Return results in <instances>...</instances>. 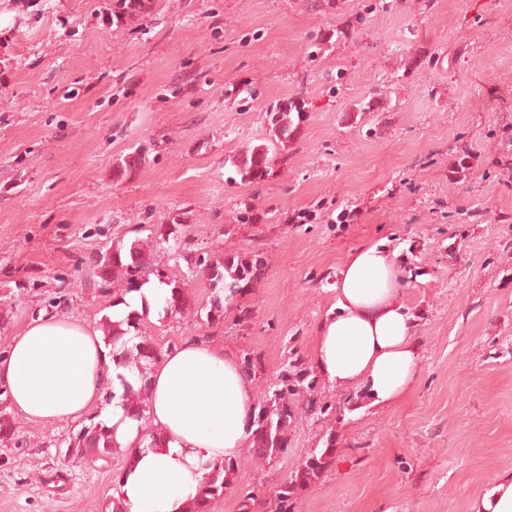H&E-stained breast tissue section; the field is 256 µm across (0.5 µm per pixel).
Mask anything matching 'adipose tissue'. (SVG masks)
Wrapping results in <instances>:
<instances>
[{"label":"adipose tissue","mask_w":512,"mask_h":512,"mask_svg":"<svg viewBox=\"0 0 512 512\" xmlns=\"http://www.w3.org/2000/svg\"><path fill=\"white\" fill-rule=\"evenodd\" d=\"M311 354L327 384L364 390L373 404L394 403L409 390L420 371L419 341L394 253L375 244L347 257ZM134 378L107 357L95 324L65 314L28 323L0 354V385L26 421H79L100 408L105 387L119 393L122 380ZM149 378L156 442L142 440L120 404L101 408L126 459L111 494L122 512H190L206 464L249 446L253 384L233 354L191 337L166 349Z\"/></svg>","instance_id":"1"}]
</instances>
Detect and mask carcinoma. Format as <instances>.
<instances>
[{
  "label": "carcinoma",
  "instance_id": "1",
  "mask_svg": "<svg viewBox=\"0 0 512 512\" xmlns=\"http://www.w3.org/2000/svg\"><path fill=\"white\" fill-rule=\"evenodd\" d=\"M152 0H112V21L125 24L134 16L151 9ZM309 108L308 102L286 101L268 107L265 116L270 126L271 140L258 144L237 157L229 156L224 164L233 167L244 183H257L270 174L271 162L277 150L285 148L291 135L294 121H302L303 113ZM173 227L164 232L158 224L151 229L154 235L153 246L178 248L183 221L175 217ZM188 271L208 281L210 299L202 310L205 311L204 326L212 328L224 323V309L240 295L249 283L257 278L262 268V258L258 254L233 257L226 262L211 261L196 257L195 252L182 254ZM93 286L104 297H112L111 306L116 307L127 295L137 293L150 281L169 288L163 313L175 317L183 313L185 299L184 286L175 280L167 279L154 263L153 251L140 239L130 244L98 252L92 259ZM121 276L124 288L121 292H111L110 285L115 276ZM99 328L103 332L105 347L110 349L115 364L131 371H137L139 386L121 379L123 404L133 409L131 417L139 422L148 418L149 408L147 375L148 366L163 352V349L143 336L138 313H130L121 319L105 314L100 319ZM313 369L297 352L291 350L278 369L277 375L267 385L262 399L254 407V430L252 433L253 455L267 462H276L288 453V427L292 418V399L301 387H314ZM20 435L15 418L9 410L7 390L0 391V445L20 446ZM116 444L112 432L106 424L93 414L87 422L72 432L67 441L64 455L78 456L87 464L113 459ZM327 448H314L306 459L290 472L275 490L276 512H295L294 488L305 486L318 478L328 455ZM237 463L233 458H222L207 465V475L201 499L194 504L192 512H211V506L224 497L227 478L233 474ZM239 512H266V501L247 490L240 497Z\"/></svg>",
  "mask_w": 512,
  "mask_h": 512
}]
</instances>
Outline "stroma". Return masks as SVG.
<instances>
[{"mask_svg": "<svg viewBox=\"0 0 512 512\" xmlns=\"http://www.w3.org/2000/svg\"><path fill=\"white\" fill-rule=\"evenodd\" d=\"M361 2L154 0L116 26L112 0H0V282L37 280L0 302V352L59 276L60 312L99 322L108 300L79 260L180 214L205 258L263 257L211 330L251 352L259 399L289 350L310 357L347 256L398 252L412 388L382 407L322 380L301 390L287 455L236 456L212 512H238L247 488L272 497L325 446L295 512H470L512 473V0H387L359 23ZM283 98L312 108L269 176L241 183L224 158L268 139ZM154 260L186 285L182 317L143 316L165 348L196 335L208 288L173 250ZM75 429L21 422V447L0 446V512H109L122 460L61 457Z\"/></svg>", "mask_w": 512, "mask_h": 512, "instance_id": "obj_1", "label": "stroma"}]
</instances>
